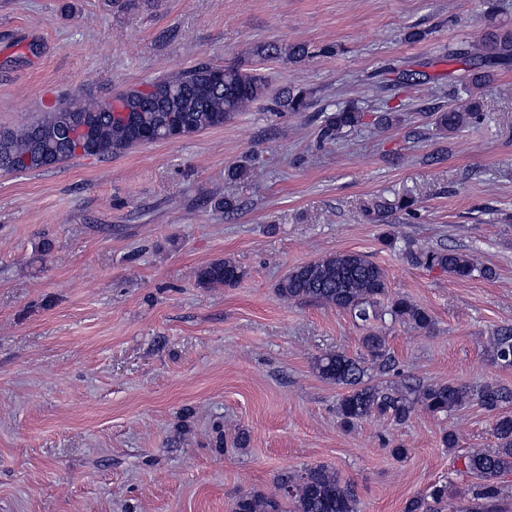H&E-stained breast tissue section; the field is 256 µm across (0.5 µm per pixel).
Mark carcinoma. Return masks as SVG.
<instances>
[{
    "label": "carcinoma",
    "mask_w": 512,
    "mask_h": 512,
    "mask_svg": "<svg viewBox=\"0 0 512 512\" xmlns=\"http://www.w3.org/2000/svg\"><path fill=\"white\" fill-rule=\"evenodd\" d=\"M454 55L467 65L460 86L471 98L464 111L435 113L437 125L450 133L480 120L481 104L476 93L491 81L490 68L512 63V29L493 28L478 44L464 45ZM269 92L266 77L255 69L199 62L141 89L119 92L113 95V101L132 112L140 128L158 132L159 140L166 141L222 127ZM274 102L280 112H304L310 107L308 93L301 88L282 90ZM106 103L105 99L75 97L26 125L1 129L0 172L40 171L84 157L88 147L94 156L110 158L143 145L141 135L107 109ZM65 118L76 129L69 138L61 133ZM361 121L362 113L355 107L340 109L327 117L322 136L338 138ZM402 255L412 266L437 268L455 279L491 275L470 255L451 247H406ZM244 275L230 258L211 261L194 272L195 282L203 288L232 287ZM277 292L288 301H312L344 311L366 330L355 355L329 351L313 361V368L322 379L346 389L337 404L343 427L349 429L371 418L404 424L418 410L448 417L473 401L493 413L498 447L468 452L463 466L480 479L471 491L469 512H497L495 503L504 490L501 479L512 474V412L508 410L512 389L497 381L486 382L476 390L458 382L393 386L373 381L370 370L388 374L395 368L386 337L375 323L388 321L427 331L433 327L434 319L409 298L390 296L385 270L363 253L337 252L297 266L279 281ZM489 353L494 363L512 366V324L493 331ZM455 494L452 482L435 483L408 499L404 512H436L437 506ZM231 512H357V499L338 471L317 465L282 471L275 491L242 494L232 503Z\"/></svg>",
    "instance_id": "obj_1"
}]
</instances>
